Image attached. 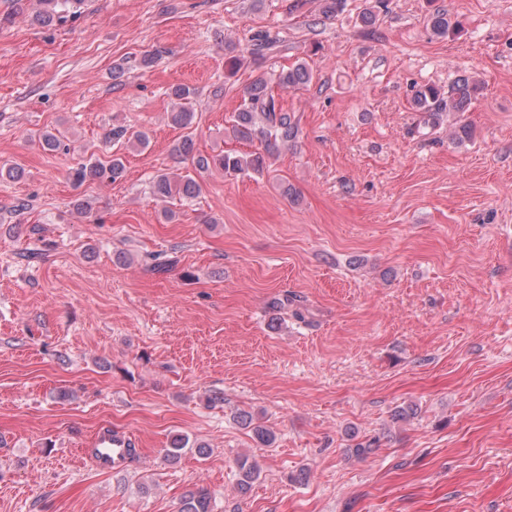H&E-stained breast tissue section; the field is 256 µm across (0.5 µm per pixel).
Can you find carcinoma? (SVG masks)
<instances>
[{
    "label": "carcinoma",
    "instance_id": "cac0c4a2",
    "mask_svg": "<svg viewBox=\"0 0 512 512\" xmlns=\"http://www.w3.org/2000/svg\"><path fill=\"white\" fill-rule=\"evenodd\" d=\"M39 8L32 14V21L49 27L66 21L82 0H37ZM432 32L445 38L460 30V23L451 19L448 12L437 10L429 18ZM312 74L304 63L283 69L276 74L259 73L246 87L236 112L225 127V134L243 142H259V148L249 153L220 151L216 154L193 158L194 169L198 173L217 170L229 177L260 174L266 167V161L281 149L294 142L299 134L295 116L288 112L276 98L273 87L282 90L295 89L308 84ZM481 90L479 82L459 79L455 83L454 92L443 97L434 86L427 85L416 91L413 102L428 114L432 124H437L445 114L460 116L469 110L475 95ZM168 96L180 102L177 110L170 113L173 126L190 130L195 124L196 112L192 108L195 89L185 85L170 88ZM44 150L50 152L69 151L70 145L65 143V136L45 131L41 135ZM125 164L123 156L114 153L109 159L91 156L83 159L71 169L69 176L73 184L79 186L87 181L113 183L123 176ZM152 192L159 198L179 196L183 199H194L201 192V185L196 177L185 174L171 177L165 173L156 175L152 182ZM239 475L237 486L240 492H247L259 478L260 469L257 464L247 458L238 462ZM180 512H210V498L206 490L190 492L184 499Z\"/></svg>",
    "mask_w": 512,
    "mask_h": 512
}]
</instances>
